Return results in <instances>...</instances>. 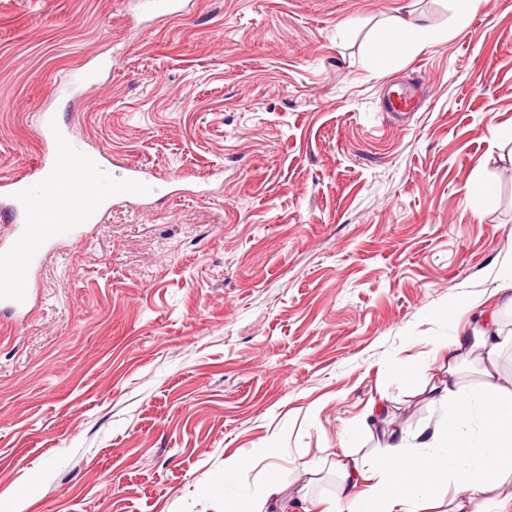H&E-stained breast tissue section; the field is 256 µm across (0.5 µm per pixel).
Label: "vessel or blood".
<instances>
[{
	"label": "vessel or blood",
	"instance_id": "obj_1",
	"mask_svg": "<svg viewBox=\"0 0 512 512\" xmlns=\"http://www.w3.org/2000/svg\"><path fill=\"white\" fill-rule=\"evenodd\" d=\"M131 6L135 20L184 12V0H132ZM417 94L414 87L389 89L388 111H412ZM37 121L44 146L37 168L0 178V220L13 227L10 243L0 247V305L17 316L34 299L32 276L53 244L79 237L109 203L170 195L183 179L140 164L109 166L102 149L76 140L53 113H40Z\"/></svg>",
	"mask_w": 512,
	"mask_h": 512
}]
</instances>
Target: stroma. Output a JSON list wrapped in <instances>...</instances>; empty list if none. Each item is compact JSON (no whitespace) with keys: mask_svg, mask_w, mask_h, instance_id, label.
I'll return each instance as SVG.
<instances>
[{"mask_svg":"<svg viewBox=\"0 0 512 512\" xmlns=\"http://www.w3.org/2000/svg\"><path fill=\"white\" fill-rule=\"evenodd\" d=\"M150 27L126 0H0V176L39 112L111 158L185 177L57 243L23 322L0 310V512H224L268 443L294 495L336 493L342 447L387 396L441 413L436 339L495 301L512 256V0H193ZM438 32L369 62L393 17ZM424 86L417 111L385 91ZM492 194L470 197L474 181ZM222 493H208L211 481ZM284 449L270 445H262L254 448L248 457L230 458L224 461V474L231 471H239L247 468L254 460H274L284 454Z\"/></svg>","mask_w":512,"mask_h":512,"instance_id":"obj_1","label":"stroma"}]
</instances>
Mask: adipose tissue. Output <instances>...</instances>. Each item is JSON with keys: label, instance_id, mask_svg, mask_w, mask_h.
<instances>
[{"label": "adipose tissue", "instance_id": "obj_1", "mask_svg": "<svg viewBox=\"0 0 512 512\" xmlns=\"http://www.w3.org/2000/svg\"><path fill=\"white\" fill-rule=\"evenodd\" d=\"M433 31L393 19L379 33L369 59L379 64L384 48L400 55L418 51ZM498 303L482 323L465 326L437 343L446 353L448 379L438 386L442 414L430 433L409 435L390 417L385 401L375 402L372 424L379 444L368 457L346 448L337 456L335 499L312 502L281 498L275 480L259 497L245 496L226 512H512V388L502 382L498 358L512 334L501 336L498 313L512 310V267L503 274ZM475 354L482 380L462 384L461 352Z\"/></svg>", "mask_w": 512, "mask_h": 512}]
</instances>
